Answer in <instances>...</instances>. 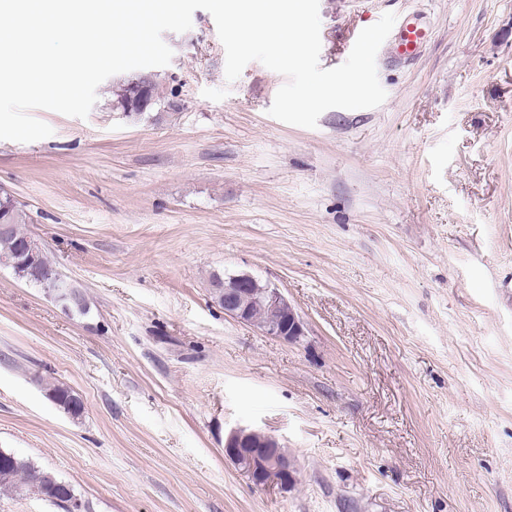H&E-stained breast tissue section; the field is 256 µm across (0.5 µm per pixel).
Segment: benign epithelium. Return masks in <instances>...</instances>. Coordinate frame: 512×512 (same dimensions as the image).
<instances>
[{"instance_id":"7a95c632","label":"benign epithelium","mask_w":512,"mask_h":512,"mask_svg":"<svg viewBox=\"0 0 512 512\" xmlns=\"http://www.w3.org/2000/svg\"><path fill=\"white\" fill-rule=\"evenodd\" d=\"M39 251L40 245L29 239L7 264L20 270ZM210 295L213 303L224 309L225 315L268 336L289 344H298L305 336L303 321L284 293L270 283L259 284L249 272L214 274ZM257 308L267 311V320L255 319L253 312ZM280 448L281 443L275 436L247 426L235 427L224 437V458L243 471L253 487L261 491L286 490L294 483L295 461L280 452Z\"/></svg>"}]
</instances>
